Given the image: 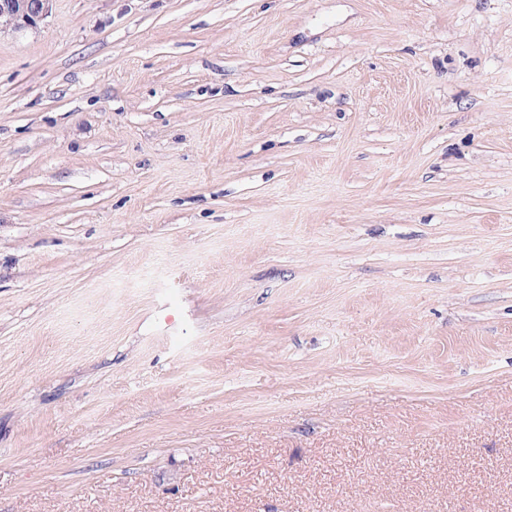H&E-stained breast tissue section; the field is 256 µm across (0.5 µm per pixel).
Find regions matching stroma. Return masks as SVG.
<instances>
[{"label":"stroma","instance_id":"35a3bbf8","mask_svg":"<svg viewBox=\"0 0 512 512\" xmlns=\"http://www.w3.org/2000/svg\"><path fill=\"white\" fill-rule=\"evenodd\" d=\"M0 512H512V0L0 32Z\"/></svg>","mask_w":512,"mask_h":512}]
</instances>
